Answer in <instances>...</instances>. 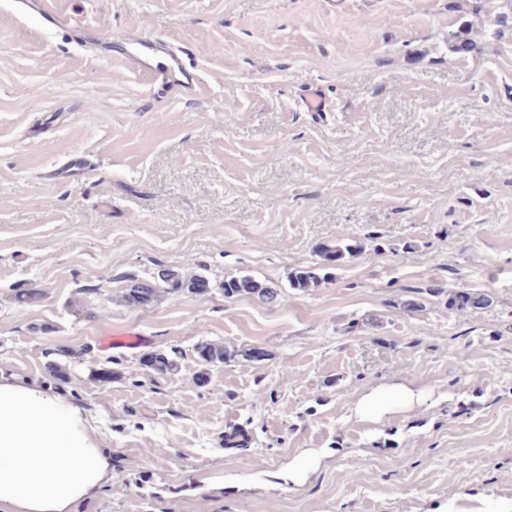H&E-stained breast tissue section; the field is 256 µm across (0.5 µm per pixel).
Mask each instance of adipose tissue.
Instances as JSON below:
<instances>
[{
	"label": "adipose tissue",
	"instance_id": "1",
	"mask_svg": "<svg viewBox=\"0 0 512 512\" xmlns=\"http://www.w3.org/2000/svg\"><path fill=\"white\" fill-rule=\"evenodd\" d=\"M407 385L373 389L355 403L375 421L392 406L421 403ZM111 477L96 431L61 397L0 380V507L12 512H68Z\"/></svg>",
	"mask_w": 512,
	"mask_h": 512
}]
</instances>
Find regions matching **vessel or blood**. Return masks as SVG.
Instances as JSON below:
<instances>
[{
  "mask_svg": "<svg viewBox=\"0 0 512 512\" xmlns=\"http://www.w3.org/2000/svg\"><path fill=\"white\" fill-rule=\"evenodd\" d=\"M26 8H40L41 16L50 28L71 29L69 16L41 9L40 0H21ZM103 43L111 44L114 57L121 59L131 70L148 74L154 86L168 96L184 98L194 93L197 76L184 63L185 51L161 34L141 33L130 36L102 35Z\"/></svg>",
  "mask_w": 512,
  "mask_h": 512,
  "instance_id": "vessel-or-blood-1",
  "label": "vessel or blood"
}]
</instances>
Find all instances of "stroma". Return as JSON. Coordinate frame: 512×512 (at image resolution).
Returning <instances> with one entry per match:
<instances>
[{
	"label": "stroma",
	"instance_id": "obj_1",
	"mask_svg": "<svg viewBox=\"0 0 512 512\" xmlns=\"http://www.w3.org/2000/svg\"><path fill=\"white\" fill-rule=\"evenodd\" d=\"M45 2L74 30L0 0V377L97 429L114 477L70 512H512L506 0ZM135 30L189 48L193 96L95 41ZM339 242L356 253L317 251ZM162 269L210 289L124 302ZM240 277L280 301L225 297ZM127 332L145 348H100ZM205 341L232 359L204 367ZM174 349V371L140 362ZM397 383L421 405L356 417ZM491 297L481 291L463 290L448 293V307L457 310L480 309L489 306Z\"/></svg>",
	"mask_w": 512,
	"mask_h": 512
}]
</instances>
